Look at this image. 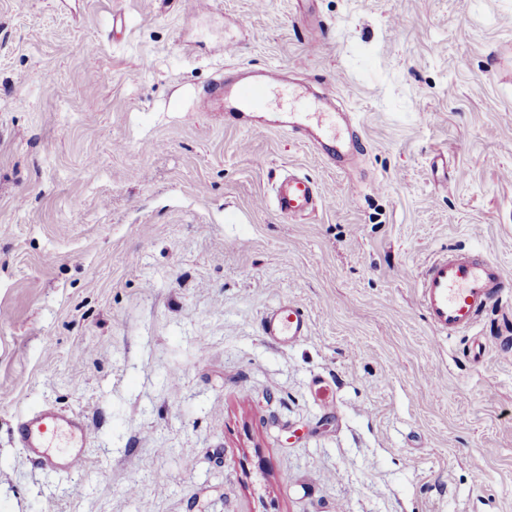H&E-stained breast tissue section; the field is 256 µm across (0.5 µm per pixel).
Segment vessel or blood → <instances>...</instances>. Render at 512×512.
Segmentation results:
<instances>
[{
	"mask_svg": "<svg viewBox=\"0 0 512 512\" xmlns=\"http://www.w3.org/2000/svg\"><path fill=\"white\" fill-rule=\"evenodd\" d=\"M283 83L280 70L267 67L232 84L218 81L211 94L230 102L226 121L247 124L253 131L277 128L292 132L323 161L352 164L364 154L365 147L349 114L324 111V97L297 99L295 107L288 110L274 108L271 95L281 90ZM321 203L319 186L296 173H288L274 188L275 208L284 216L309 214ZM507 286L497 261L479 250L457 248L437 253L423 267L417 281L418 303L439 334L452 336L469 332L492 306L512 301ZM310 328L309 314L290 304L270 309L261 319L263 335L278 344L292 343L308 335ZM82 427L77 419L43 410L21 419L19 444L41 467L75 470L84 462L81 454H71L61 465L46 454L45 447L59 430Z\"/></svg>",
	"mask_w": 512,
	"mask_h": 512,
	"instance_id": "b4317fda",
	"label": "vessel or blood"
}]
</instances>
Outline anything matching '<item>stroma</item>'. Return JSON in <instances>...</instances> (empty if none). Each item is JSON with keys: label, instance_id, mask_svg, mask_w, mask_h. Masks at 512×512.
Masks as SVG:
<instances>
[{"label": "stroma", "instance_id": "obj_1", "mask_svg": "<svg viewBox=\"0 0 512 512\" xmlns=\"http://www.w3.org/2000/svg\"><path fill=\"white\" fill-rule=\"evenodd\" d=\"M195 2L0 0V512H512V304L447 337L415 288L448 247L512 280V0ZM264 65L353 113L356 167L197 111ZM46 406L82 468L20 447ZM322 203L319 186L309 178L288 173L274 188L276 211L288 217L302 216L316 210ZM309 314L298 306L280 304L261 319L263 335L278 344H290L310 332ZM68 427L70 430H82L83 423L74 418H67L61 413L52 410H42L21 419L19 427V444L27 453L35 456L37 463L50 470L69 469L76 470L84 462L79 453L71 454L63 465H59L56 459L41 451L46 448L50 436H54L59 430Z\"/></svg>", "mask_w": 512, "mask_h": 512}]
</instances>
